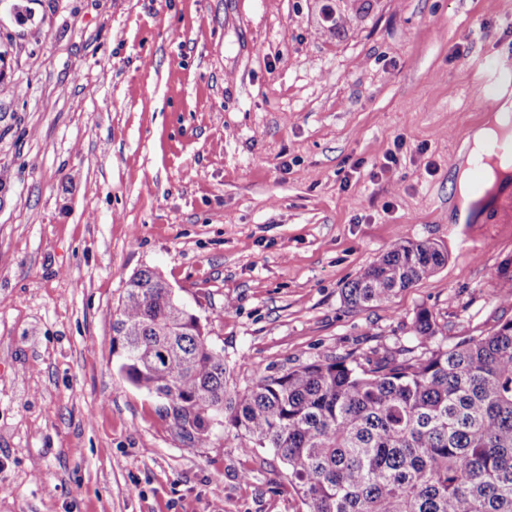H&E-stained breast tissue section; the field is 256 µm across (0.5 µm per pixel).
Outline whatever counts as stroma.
<instances>
[{
	"label": "stroma",
	"mask_w": 512,
	"mask_h": 512,
	"mask_svg": "<svg viewBox=\"0 0 512 512\" xmlns=\"http://www.w3.org/2000/svg\"><path fill=\"white\" fill-rule=\"evenodd\" d=\"M511 53L512 0H0V512H303L120 375L125 285L160 271L240 388L512 319V222L448 216L473 64ZM405 241L445 265L347 306Z\"/></svg>",
	"instance_id": "35a3bbf8"
}]
</instances>
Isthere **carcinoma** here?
<instances>
[{
  "mask_svg": "<svg viewBox=\"0 0 512 512\" xmlns=\"http://www.w3.org/2000/svg\"><path fill=\"white\" fill-rule=\"evenodd\" d=\"M446 259L433 243H397L344 300L388 304ZM413 329L438 334L426 309ZM112 331L127 382L166 399L191 439L220 419L243 452L272 449L304 512H512V319L372 368L314 360L242 389L228 387L224 352L156 270L128 280Z\"/></svg>",
  "mask_w": 512,
  "mask_h": 512,
  "instance_id": "carcinoma-1",
  "label": "carcinoma"
}]
</instances>
